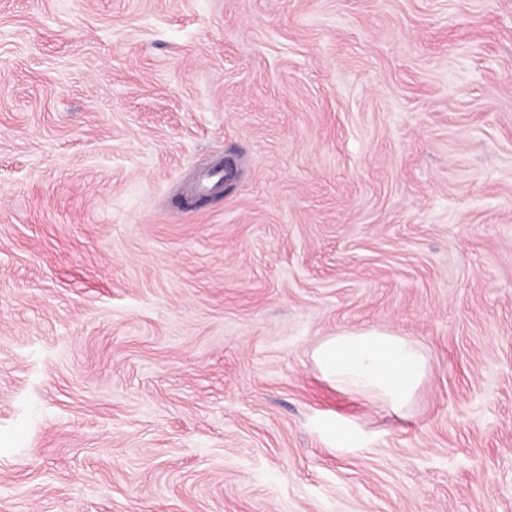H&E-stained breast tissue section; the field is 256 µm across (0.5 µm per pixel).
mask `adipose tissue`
<instances>
[{"mask_svg": "<svg viewBox=\"0 0 512 512\" xmlns=\"http://www.w3.org/2000/svg\"><path fill=\"white\" fill-rule=\"evenodd\" d=\"M314 360L337 391L397 415L413 404L429 373L415 342L377 327L339 330L319 344Z\"/></svg>", "mask_w": 512, "mask_h": 512, "instance_id": "obj_1", "label": "adipose tissue"}]
</instances>
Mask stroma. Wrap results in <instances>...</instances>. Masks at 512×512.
Wrapping results in <instances>:
<instances>
[{
  "label": "stroma",
  "instance_id": "obj_1",
  "mask_svg": "<svg viewBox=\"0 0 512 512\" xmlns=\"http://www.w3.org/2000/svg\"><path fill=\"white\" fill-rule=\"evenodd\" d=\"M0 512H512V0H0ZM314 360L337 391L403 415L429 373L420 347L377 327L341 329L317 347Z\"/></svg>",
  "mask_w": 512,
  "mask_h": 512
}]
</instances>
